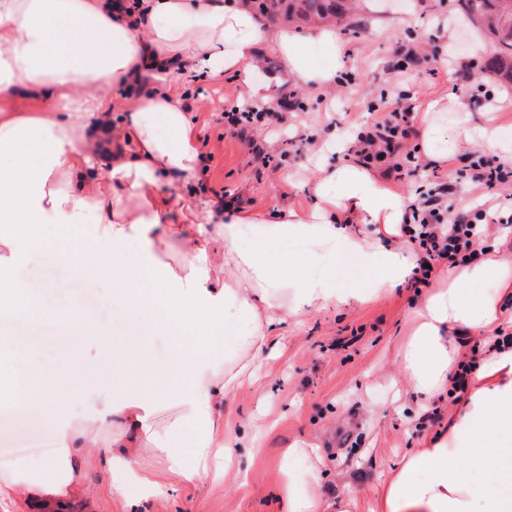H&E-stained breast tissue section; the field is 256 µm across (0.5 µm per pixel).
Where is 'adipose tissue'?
<instances>
[{
    "label": "adipose tissue",
    "instance_id": "1",
    "mask_svg": "<svg viewBox=\"0 0 512 512\" xmlns=\"http://www.w3.org/2000/svg\"><path fill=\"white\" fill-rule=\"evenodd\" d=\"M265 44L296 85L335 88V62L314 56L339 52L333 27L273 28L235 0H142L135 14L107 0H0V312L64 318L74 348L103 355L98 389L73 361L13 371L0 359V390L41 414L57 440L55 455L0 473V499L56 512L83 491L85 448L102 450L130 512L223 476L236 463L224 400L255 373L276 327L365 304L410 278L418 255L402 231L405 202L364 164L321 163L310 207L216 224L187 218L165 192L196 183L204 161L183 104L187 81L234 70L246 95L267 100L252 78ZM148 58L179 62L184 82L140 98L113 124V89ZM22 88L40 91V111L9 108ZM90 222L111 250L79 238ZM42 226L66 231L54 254L71 274L111 278L113 306L141 321L139 342L43 303L17 277L46 248ZM285 241L301 251L273 258ZM341 255L358 261L347 282L336 278ZM511 320L512 261L498 248L435 274L399 353L408 393L422 404L447 393L470 341L489 342ZM75 401L83 414L70 412ZM146 452L160 470L139 468ZM280 472L288 512H322L306 449H288ZM371 512H512V348L484 353L447 433L409 453Z\"/></svg>",
    "mask_w": 512,
    "mask_h": 512
}]
</instances>
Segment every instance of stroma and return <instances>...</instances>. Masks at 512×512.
Returning <instances> with one entry per match:
<instances>
[{"instance_id":"obj_1","label":"stroma","mask_w":512,"mask_h":512,"mask_svg":"<svg viewBox=\"0 0 512 512\" xmlns=\"http://www.w3.org/2000/svg\"><path fill=\"white\" fill-rule=\"evenodd\" d=\"M456 14V0H361L356 28H335L339 83L331 91L295 86L278 52L262 47L253 78L269 82V106L285 107L288 128L299 133L292 140H279L260 127L240 137L226 135L222 111L249 102L240 83L230 82L226 71L191 82L190 118L214 157L195 185L174 183L168 192L185 205L211 202L225 192L255 214L308 206L323 140L335 132L358 136L402 94L411 96L419 112L438 98L461 97L463 111L444 121L445 132L464 127L472 133L453 149L456 158L483 152L479 133L485 128L497 129L512 145V85L483 73L488 46L471 27L456 23ZM406 48L450 65L449 74L435 76L426 67L391 69ZM18 276L44 301L62 309L85 307L112 333L129 342L137 338L138 320L110 302L111 280L72 279L50 250L21 267ZM415 299L414 288L405 285L367 304L330 308L278 328L283 354L263 356L255 375L224 406L225 432L248 434L252 442L239 451V472L150 501L145 512H286L279 465L283 450L294 444L310 449L320 473L316 492L324 503L352 499L358 512H367L382 481L410 450L448 428L444 421L421 427L414 402L402 396L399 352L413 326ZM1 341L20 366L34 354L53 359L67 339L55 323L8 316L0 317ZM107 482L99 457L87 458L86 493L65 502L62 512H128L125 500L107 491Z\"/></svg>"}]
</instances>
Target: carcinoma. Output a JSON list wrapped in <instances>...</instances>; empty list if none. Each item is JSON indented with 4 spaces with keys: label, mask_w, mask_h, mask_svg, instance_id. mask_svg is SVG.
<instances>
[{
    "label": "carcinoma",
    "mask_w": 512,
    "mask_h": 512,
    "mask_svg": "<svg viewBox=\"0 0 512 512\" xmlns=\"http://www.w3.org/2000/svg\"><path fill=\"white\" fill-rule=\"evenodd\" d=\"M463 20L483 30L490 44L487 73L512 85V0H457ZM254 10L270 23L331 20L342 23L354 0H254Z\"/></svg>",
    "instance_id": "1"
}]
</instances>
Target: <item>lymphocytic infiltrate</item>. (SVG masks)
Returning <instances> with one entry per match:
<instances>
[{
    "mask_svg": "<svg viewBox=\"0 0 512 512\" xmlns=\"http://www.w3.org/2000/svg\"><path fill=\"white\" fill-rule=\"evenodd\" d=\"M223 118L225 128L234 133L254 125L278 130L285 124L282 113L272 107H234L224 111ZM413 132L414 105L407 97H399L390 112L359 135L356 154L366 165L382 166L386 178L402 179L401 158ZM430 178L429 192L419 194L409 206L411 222L406 230L409 242L416 244L422 254V263L412 276L417 286L428 283L432 266H454L477 259V244L486 238L489 225L512 224V167L490 166L479 159L470 166L469 181L500 196L499 207L491 212L482 207L457 206L452 178L441 167H433Z\"/></svg>",
    "mask_w": 512,
    "mask_h": 512,
    "instance_id": "obj_1",
    "label": "lymphocytic infiltrate"
}]
</instances>
